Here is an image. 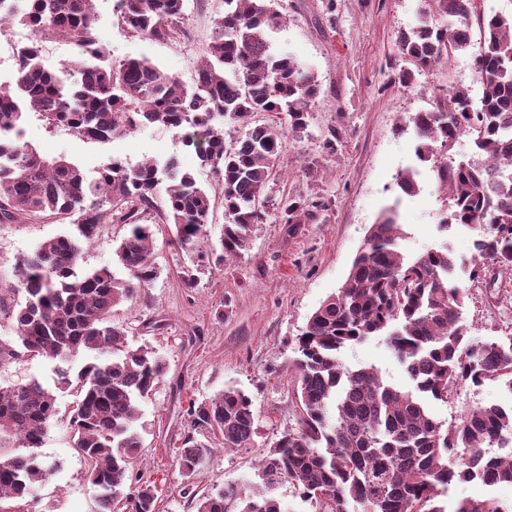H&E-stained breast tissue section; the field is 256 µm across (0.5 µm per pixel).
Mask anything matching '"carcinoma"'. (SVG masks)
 <instances>
[{"label":"carcinoma","mask_w":512,"mask_h":512,"mask_svg":"<svg viewBox=\"0 0 512 512\" xmlns=\"http://www.w3.org/2000/svg\"><path fill=\"white\" fill-rule=\"evenodd\" d=\"M276 4L224 0L188 88L149 59L112 62L94 32L96 0H0V30L17 23L36 35L58 34L77 49L50 71L34 39L16 49L13 81L0 84V224L44 218L77 230L42 241L0 288V322L13 333L0 339V367L26 357L65 363L82 351L95 353L74 377L57 368V384L75 394L73 447L87 463L99 512H113L116 502L124 512L157 509L153 486L135 468L143 443L134 422L166 364L147 346H129L127 328L112 321L117 306L158 276L147 224L156 197L165 192L160 219L173 226L190 262L180 273L187 289L197 287L198 273L247 251L258 225L286 224L292 235L321 208L290 193L271 194L285 139L307 135L320 93L311 69L272 51L271 33L283 24ZM115 11L136 36L168 43L189 35L184 0H115ZM395 46L403 86L417 72L469 55L482 85L480 107L472 109L468 91L455 87L432 109L415 113L416 157L431 163L447 204L439 228L478 230L471 278L487 263L511 275L512 14L480 13L476 0H423L418 24L401 31ZM28 111L48 129L65 125L76 137L101 143L150 125L174 129L213 174L214 187L199 186L175 155L134 167L114 158L90 179L77 164L25 141ZM265 113L270 121L253 124ZM226 121L241 129L229 142ZM463 136L478 158H451ZM215 192L224 224L205 249ZM106 220L127 226L116 249L124 278L107 268L79 273L85 247ZM403 235L395 212H383L345 282L308 318L292 359L296 425L267 446L254 479L195 493L210 438L248 448L258 426L251 397L238 387L189 403L190 431L177 466L191 512H284L275 494L283 483L315 512H351L352 503L362 512H502L492 498L462 499L449 511L441 497L451 479L512 484V405L473 406L447 425L430 403L448 402L462 384L487 381L512 394V342L469 339L465 291L455 280L458 259L446 246L409 258L400 251ZM373 336L385 337L409 386L387 383L373 367L343 365V350ZM57 414L55 391L36 379L0 387V501L31 496L51 477L33 449ZM10 446L30 452L6 451Z\"/></svg>","instance_id":"carcinoma-1"}]
</instances>
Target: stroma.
<instances>
[{"label":"stroma","mask_w":512,"mask_h":512,"mask_svg":"<svg viewBox=\"0 0 512 512\" xmlns=\"http://www.w3.org/2000/svg\"><path fill=\"white\" fill-rule=\"evenodd\" d=\"M114 0H96L95 35L113 60L147 58L192 86L196 62L211 40L215 18L224 0H184L191 30L187 41L161 44L131 36L113 12ZM420 0H336L326 11L325 0H281L288 21L272 35V49L289 53L309 66L321 84L307 134L287 140L280 158L282 172L274 193L323 197L327 210L289 234L287 225L262 224L241 257L223 268L202 273L197 288H182L178 273L187 256L170 243L167 225H153V258L159 276L141 296L117 307L114 319L126 324L128 342L147 344L162 355L167 374L151 399L140 406L135 424L143 438L139 468L157 488L158 512H188L184 480L174 448L184 434L190 400H203L233 385L248 393L258 414V433L251 447L232 449L213 441L211 452L194 483L198 493L238 482L253 468L273 434L294 427L296 411L289 397V361L295 340L310 314L345 281L366 232L379 214L396 209L407 233L401 243L406 255L442 245L458 255L472 253L474 234L466 229L440 232L445 209L431 170H424L421 188L412 196L397 186L398 174L416 163L417 140L408 123L413 114L431 108L441 89L461 87L479 103L481 83L467 56L417 73L406 87L395 84L402 61L396 51L399 30L416 21ZM25 138L48 156H63L88 177L111 158L127 165L178 155L194 170L199 184L210 187L213 176L194 153L180 143L175 130L149 126L106 143L83 141L64 128L47 129L28 114ZM336 149L325 154L326 138ZM319 160L316 175L306 173ZM70 224L48 219L0 224V281L11 279L12 267L43 240L71 232ZM126 233L121 224L106 225L86 250L81 271L117 269V242ZM463 318L475 341L512 340V277L487 268L475 283ZM343 363L353 369L374 367L394 385L406 382L404 370L383 337L376 336L346 349ZM68 391L57 393L58 420L38 453L55 464L56 473L38 487L34 500H16L11 512H98L86 466L72 446ZM495 382L460 387L456 398L438 403L436 416L459 422L475 405L504 403Z\"/></svg>","instance_id":"obj_1"}]
</instances>
